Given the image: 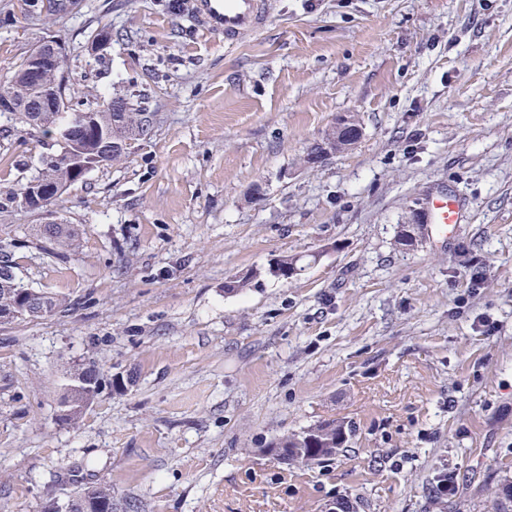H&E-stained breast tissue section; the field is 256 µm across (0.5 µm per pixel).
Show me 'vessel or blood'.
Wrapping results in <instances>:
<instances>
[{
	"instance_id": "b4317fda",
	"label": "vessel or blood",
	"mask_w": 512,
	"mask_h": 512,
	"mask_svg": "<svg viewBox=\"0 0 512 512\" xmlns=\"http://www.w3.org/2000/svg\"><path fill=\"white\" fill-rule=\"evenodd\" d=\"M194 12L197 27L223 34L225 45L234 46L265 27L268 3L267 0H194ZM422 213L430 226L432 240L443 244L455 234L464 211L456 194L442 190L425 199Z\"/></svg>"
}]
</instances>
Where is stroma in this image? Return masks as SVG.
Here are the masks:
<instances>
[{"instance_id":"35a3bbf8","label":"stroma","mask_w":512,"mask_h":512,"mask_svg":"<svg viewBox=\"0 0 512 512\" xmlns=\"http://www.w3.org/2000/svg\"><path fill=\"white\" fill-rule=\"evenodd\" d=\"M15 3L0 80L54 34L72 96H123L153 124L60 201L0 213L17 283L65 300L0 323V512L99 483L112 512H495L512 479V0H270L232 48L194 28L192 0H80L50 26ZM341 115L361 140L308 164ZM46 150L0 116V201ZM443 189L465 203L453 239L400 245ZM91 364L100 395L59 420ZM332 419L350 429L336 456L271 453ZM444 470L457 491L439 500Z\"/></svg>"}]
</instances>
